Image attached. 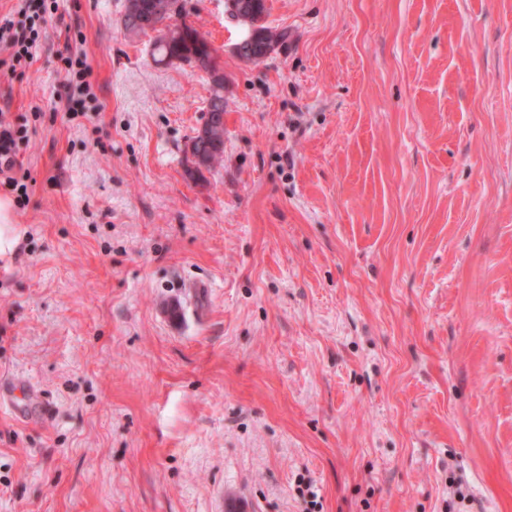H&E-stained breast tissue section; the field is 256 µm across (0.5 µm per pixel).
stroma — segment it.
Here are the masks:
<instances>
[{"label": "stroma", "mask_w": 512, "mask_h": 512, "mask_svg": "<svg viewBox=\"0 0 512 512\" xmlns=\"http://www.w3.org/2000/svg\"><path fill=\"white\" fill-rule=\"evenodd\" d=\"M224 2L186 0L224 76L199 175L211 76L127 0L0 49V119L36 129L0 375L47 403L0 414V512H512V0H267L257 63ZM153 0H128L124 24L131 32L145 33L143 27L139 26L138 20L142 15L150 14V4ZM139 27V28H137ZM79 45H71L67 39L64 51L60 53V61L67 75L70 94L67 100L66 112L69 117L89 112L88 103L95 99L93 86L89 81L92 70L88 62V54L83 48L86 37L78 35ZM211 97L209 100L208 115L209 119L205 122L204 128L207 130L208 137L204 139L200 136V132L192 139V155H200L203 153L201 164L197 165L195 171L198 172L201 166L208 168L214 162L218 161L223 154L224 145V77H216L214 80ZM210 108V110H209ZM218 142L220 147L211 151L207 144L214 146L213 143Z\"/></svg>", "instance_id": "35a3bbf8"}]
</instances>
